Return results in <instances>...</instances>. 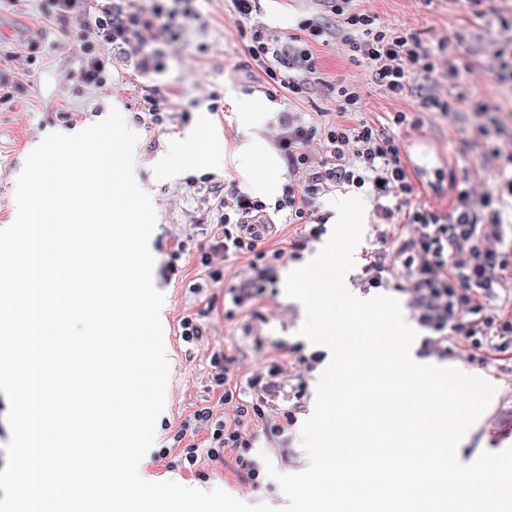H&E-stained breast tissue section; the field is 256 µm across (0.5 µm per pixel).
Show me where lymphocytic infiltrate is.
<instances>
[{
  "label": "lymphocytic infiltrate",
  "instance_id": "obj_1",
  "mask_svg": "<svg viewBox=\"0 0 512 512\" xmlns=\"http://www.w3.org/2000/svg\"><path fill=\"white\" fill-rule=\"evenodd\" d=\"M315 13L301 17L293 33L281 36L267 32L254 21L257 0H233L239 18L249 21L241 29L252 68L279 83L290 99L303 100L320 84L322 72L312 47L338 42L352 63L367 66L373 83L391 98L418 97L428 112H448L449 105L433 95L429 82L438 74V58L445 43L430 45L417 34L380 25L377 16L364 6V0H315ZM92 30L76 60L74 75L84 86L101 84L108 61L104 46H140L144 43L145 20L112 0L88 22ZM336 106L341 114L332 123L285 125L278 146L287 163L289 179L274 207L249 197L224 200V230L200 252V265L211 280H219L217 258L253 255V274L231 287L233 304L253 308L267 288L276 281L279 264L286 252L281 248H262L270 229L271 212H287L289 221L310 223V238L319 237L326 222L316 201L329 187L343 185L366 189L374 201L382 202L386 217L400 216L408 232L397 247L400 267L386 263L383 254L371 255L364 267L370 287L390 283L403 275L408 284L419 323L430 329L423 342L424 351L447 349L449 332H463L471 338L485 333L480 313L483 300L496 297L498 288L512 278V256L482 244L484 227L500 226L492 197L474 201L466 185L455 188L448 212L413 203L415 184L402 161L403 147L393 133L366 121H353L360 109L357 87L339 84ZM320 140L323 157L312 163L308 143ZM211 381L219 390L221 404L231 406L228 416L217 415L213 406L194 410L191 421L182 422L176 439L184 441L188 430L206 431L207 446L185 443L181 454L189 466L201 459L214 464L234 460L242 477L257 482L260 467L248 451L259 438L274 439L295 424L301 403L291 410L276 407L275 398L282 385L280 369L270 366L266 373L251 377L246 386L233 384L232 358L213 353Z\"/></svg>",
  "mask_w": 512,
  "mask_h": 512
}]
</instances>
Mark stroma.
Listing matches in <instances>:
<instances>
[{"instance_id":"stroma-1","label":"stroma","mask_w":512,"mask_h":512,"mask_svg":"<svg viewBox=\"0 0 512 512\" xmlns=\"http://www.w3.org/2000/svg\"><path fill=\"white\" fill-rule=\"evenodd\" d=\"M126 7L152 22L147 44L154 56L141 58L117 47L106 48L110 58L105 81L81 86L71 70L80 51L84 29L81 19L59 26L45 18L32 0H0V225L16 219L14 200L17 178L32 148L57 128L71 130L99 122L113 103H120L127 124L137 127L140 138L134 148V176L147 192L157 214L151 236L156 287L167 304L164 340L169 348L170 375L167 411L156 426L157 446L174 447L179 423L198 406L217 403L211 389L210 356L221 349L236 358L234 379L245 382L263 364L280 361L290 379V392L301 395V418H308L317 373L304 370L297 359L313 353V346L299 337L305 320L303 305L287 297L282 281L298 267L285 259L271 294L259 314L242 313L231 302L229 287L248 269V257L233 256L220 262V282L204 276L199 252L213 234L222 232L218 188L243 191V184L229 175L220 162L195 143L185 142L188 130L206 119L211 131L226 146L238 139V119L230 97L267 104L272 114L261 135L276 143L284 122L304 123L323 113L336 119V84L361 87L363 104L357 119L393 130L400 145L423 141L422 163L434 187L419 191L414 201L440 211L450 207L454 188L467 182L475 196L496 189L497 174L507 166L512 152V71L503 69L512 59V0H367L366 6L381 23L420 36L429 44L446 40L450 46L448 72L442 79L452 110L428 112L416 100L384 97L369 78L366 66L349 63L336 45L316 46L324 85L311 90L299 104L288 102L281 88H269L248 64L232 0H125ZM312 0H258L257 21L273 33L287 32L299 16L308 14ZM159 108L161 122L147 113ZM412 113V120L395 124L398 112ZM501 157H491L490 144ZM182 149L185 165L174 174L160 175L155 160ZM405 224L378 216L374 205L364 212V235L355 250L356 269L350 284L354 291L371 297L364 283L363 267L371 253L381 251L389 264H397L394 241L406 235ZM186 248L177 260L178 272L165 277L172 238ZM213 296L202 303L197 288ZM196 318L206 328L200 342L186 343L180 336L183 317ZM437 361L461 364L469 373L485 377L497 388L481 421L462 450L463 458L481 451H501L512 446V353L490 347L474 348L471 342L449 345ZM267 454L277 471L296 473L307 468L309 458L301 446L300 429L292 427L287 442L258 441L251 456ZM149 473L156 481L173 480L219 488L238 500L285 506L279 484L263 478L259 488L242 481L233 464L209 465L200 473L169 467L151 460Z\"/></svg>"}]
</instances>
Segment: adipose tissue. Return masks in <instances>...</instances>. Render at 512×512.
Listing matches in <instances>:
<instances>
[{
	"label": "adipose tissue",
	"mask_w": 512,
	"mask_h": 512,
	"mask_svg": "<svg viewBox=\"0 0 512 512\" xmlns=\"http://www.w3.org/2000/svg\"><path fill=\"white\" fill-rule=\"evenodd\" d=\"M235 107L244 136L232 151V171L254 196L276 197L282 187L280 160L276 151L255 134L270 115L243 99L236 100Z\"/></svg>",
	"instance_id": "adipose-tissue-1"
}]
</instances>
